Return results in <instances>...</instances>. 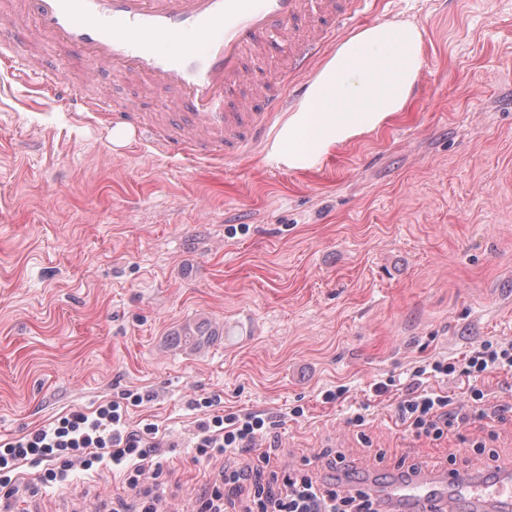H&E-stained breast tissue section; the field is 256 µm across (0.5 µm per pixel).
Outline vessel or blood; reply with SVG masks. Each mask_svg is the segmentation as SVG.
Segmentation results:
<instances>
[{
	"mask_svg": "<svg viewBox=\"0 0 512 512\" xmlns=\"http://www.w3.org/2000/svg\"><path fill=\"white\" fill-rule=\"evenodd\" d=\"M370 0H22L60 61L43 69L32 55L12 50L14 27H0V59L15 79L38 85L72 111L105 116L113 127L151 133L168 156L204 160L247 154L287 106L278 84L307 78L313 61ZM313 24H306L307 14ZM288 44V68L278 81L253 76L250 60L273 41ZM80 58L119 82L157 92L164 111L145 116L132 105L114 109L75 86L69 61ZM396 497L441 512H486L512 505V482H461L452 471L395 490Z\"/></svg>",
	"mask_w": 512,
	"mask_h": 512,
	"instance_id": "1",
	"label": "vessel or blood"
}]
</instances>
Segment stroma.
Wrapping results in <instances>:
<instances>
[{
  "instance_id": "1",
  "label": "stroma",
  "mask_w": 512,
  "mask_h": 512,
  "mask_svg": "<svg viewBox=\"0 0 512 512\" xmlns=\"http://www.w3.org/2000/svg\"><path fill=\"white\" fill-rule=\"evenodd\" d=\"M398 21L424 40L407 109L305 171L262 146L223 162L135 137L115 146L111 127L0 62V437L146 394L128 419L174 442L165 512H194L224 470L223 458L195 460L204 413L188 402L208 396L272 416L276 437L258 445L281 469L325 479L338 454L377 491L452 454L463 478L512 475V371L485 379L504 415L439 442L397 424L399 390H373L409 383L423 360L512 340V0H372L351 30ZM71 78L160 109L105 71ZM197 323L215 337L185 345ZM339 387L343 399L324 403ZM476 440L494 459L470 452ZM117 484L78 470L33 512H112Z\"/></svg>"
}]
</instances>
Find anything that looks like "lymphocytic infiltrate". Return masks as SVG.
<instances>
[{"label":"lymphocytic infiltrate","instance_id":"lymphocytic-infiltrate-1","mask_svg":"<svg viewBox=\"0 0 512 512\" xmlns=\"http://www.w3.org/2000/svg\"><path fill=\"white\" fill-rule=\"evenodd\" d=\"M506 368L512 369V341L492 340L463 359H435L416 367L398 403V419L416 437L441 441L452 427L469 422L470 415L451 412L452 397L428 387V380L465 376L469 402L478 408L488 400L484 378ZM143 400V395L129 392L91 411L72 410L24 435L0 439V512H29L28 498L42 489L68 485L74 470L95 472L102 467L119 478L124 491L113 512H163L165 483L147 484L143 476L148 470L161 469L159 456L168 445L166 435L155 423L134 429L128 421L129 407ZM274 426L271 416L257 412L212 414L199 421L197 454L207 459L223 456L229 465L221 485L213 486L199 501L196 512H225L228 491L249 473L242 459L256 454L257 439L271 435ZM26 466L36 471L28 480L22 475ZM247 512H379V503L366 489L347 488L292 469L281 480L256 487Z\"/></svg>","mask_w":512,"mask_h":512}]
</instances>
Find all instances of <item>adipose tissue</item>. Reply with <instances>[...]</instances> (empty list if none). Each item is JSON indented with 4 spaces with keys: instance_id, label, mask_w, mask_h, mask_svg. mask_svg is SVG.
<instances>
[{
    "instance_id": "ef3b65f1",
    "label": "adipose tissue",
    "mask_w": 512,
    "mask_h": 512,
    "mask_svg": "<svg viewBox=\"0 0 512 512\" xmlns=\"http://www.w3.org/2000/svg\"><path fill=\"white\" fill-rule=\"evenodd\" d=\"M424 65L416 24L381 23L341 42L290 109L268 156L291 170L316 166L334 148L404 111Z\"/></svg>"
}]
</instances>
